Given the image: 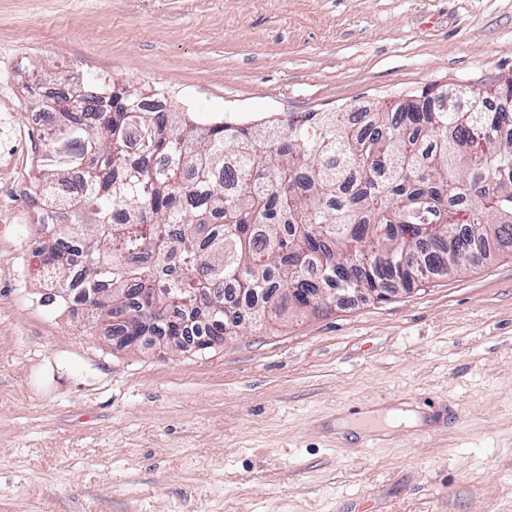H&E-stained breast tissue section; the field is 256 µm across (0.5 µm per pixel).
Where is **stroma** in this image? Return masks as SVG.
Here are the masks:
<instances>
[{"mask_svg":"<svg viewBox=\"0 0 512 512\" xmlns=\"http://www.w3.org/2000/svg\"><path fill=\"white\" fill-rule=\"evenodd\" d=\"M512 75V0H0V512H512V254L200 350L37 274L32 78L242 121Z\"/></svg>","mask_w":512,"mask_h":512,"instance_id":"35a3bbf8","label":"stroma"}]
</instances>
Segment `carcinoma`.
<instances>
[{
	"label": "carcinoma",
	"mask_w": 512,
	"mask_h": 512,
	"mask_svg": "<svg viewBox=\"0 0 512 512\" xmlns=\"http://www.w3.org/2000/svg\"><path fill=\"white\" fill-rule=\"evenodd\" d=\"M497 92L496 111L480 96L450 108L441 88L257 123L145 110L123 88L69 112L38 98L48 138L32 193L65 218L36 253L47 301L207 349L246 318L289 317L310 288L477 265L490 244L512 247V76Z\"/></svg>",
	"instance_id": "cac0c4a2"
}]
</instances>
